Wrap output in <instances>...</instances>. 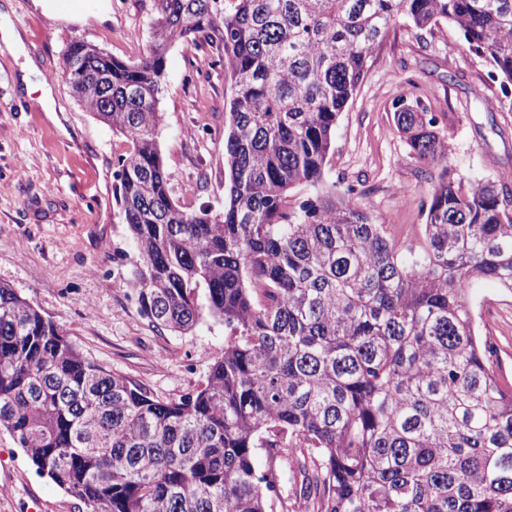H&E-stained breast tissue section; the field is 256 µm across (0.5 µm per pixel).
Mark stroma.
<instances>
[{
  "mask_svg": "<svg viewBox=\"0 0 512 512\" xmlns=\"http://www.w3.org/2000/svg\"><path fill=\"white\" fill-rule=\"evenodd\" d=\"M23 48L0 42V282L12 285L68 334L92 362L174 400L206 378L224 349V325L204 316L193 332L158 331L138 311L128 287L129 232L113 196L123 135L78 104L61 76L75 40L136 63L151 41L155 0H94L87 21L44 15L33 0H11ZM106 21H99L101 12ZM215 46L167 54L159 147L172 195L187 209L224 197V114L232 83ZM38 65L33 83L50 86L49 108L27 93L21 69ZM436 119L457 177L512 176V85L470 50L462 33L441 23L420 30L394 24L374 48L355 97L342 112L325 166V182L388 225L397 247L417 244L431 183L398 133L399 96ZM480 335L498 347L495 369L512 383V290L474 284ZM0 512H78V502L35 466L0 427Z\"/></svg>",
  "mask_w": 512,
  "mask_h": 512,
  "instance_id": "stroma-1",
  "label": "stroma"
}]
</instances>
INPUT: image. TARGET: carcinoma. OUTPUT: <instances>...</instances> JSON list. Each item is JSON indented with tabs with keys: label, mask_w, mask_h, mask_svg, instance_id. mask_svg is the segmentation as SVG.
I'll return each mask as SVG.
<instances>
[{
	"label": "carcinoma",
	"mask_w": 512,
	"mask_h": 512,
	"mask_svg": "<svg viewBox=\"0 0 512 512\" xmlns=\"http://www.w3.org/2000/svg\"><path fill=\"white\" fill-rule=\"evenodd\" d=\"M400 17L453 24L512 84V0H157L139 62L67 47L75 97L127 142L114 196L141 316L225 329L205 382L164 401L0 283V426L86 512H273L280 460L308 512H512V385L469 302L479 280L512 289V191L451 176L435 118L404 99L396 127L432 183L421 250L324 184ZM173 42L217 45L231 77L217 209L173 199L158 146ZM101 82L109 112L87 94ZM297 187L315 193L298 212Z\"/></svg>",
	"instance_id": "obj_1"
}]
</instances>
